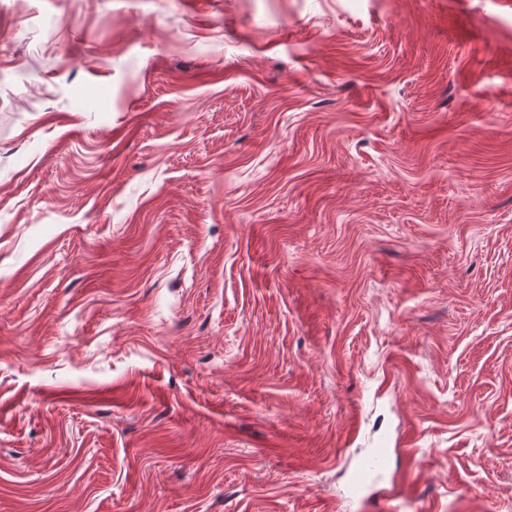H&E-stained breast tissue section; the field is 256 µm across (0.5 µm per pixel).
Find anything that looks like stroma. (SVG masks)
I'll return each mask as SVG.
<instances>
[{"mask_svg":"<svg viewBox=\"0 0 512 512\" xmlns=\"http://www.w3.org/2000/svg\"><path fill=\"white\" fill-rule=\"evenodd\" d=\"M0 512H512V0H0ZM386 460V450L375 448L372 456L371 466L360 467L357 469L351 479V491L353 493L361 492L366 485L373 479L372 469L384 464Z\"/></svg>","mask_w":512,"mask_h":512,"instance_id":"stroma-1","label":"stroma"}]
</instances>
